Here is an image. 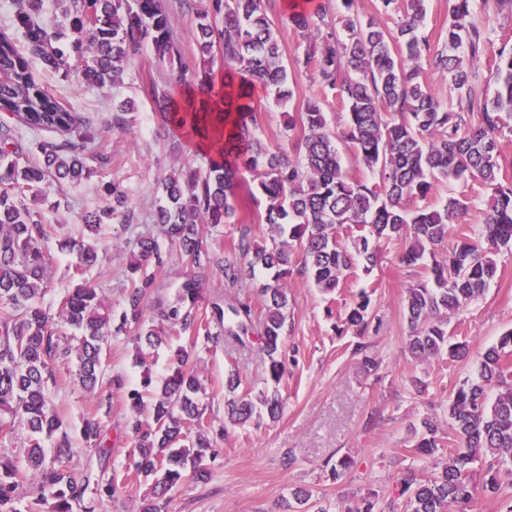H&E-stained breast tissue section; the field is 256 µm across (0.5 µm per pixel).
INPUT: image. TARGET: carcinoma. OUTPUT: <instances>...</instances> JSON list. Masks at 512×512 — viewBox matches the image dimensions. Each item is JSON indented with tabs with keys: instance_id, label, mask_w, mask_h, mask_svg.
I'll list each match as a JSON object with an SVG mask.
<instances>
[{
	"instance_id": "carcinoma-1",
	"label": "carcinoma",
	"mask_w": 512,
	"mask_h": 512,
	"mask_svg": "<svg viewBox=\"0 0 512 512\" xmlns=\"http://www.w3.org/2000/svg\"><path fill=\"white\" fill-rule=\"evenodd\" d=\"M13 25L21 38L0 32V112L13 115L24 129L54 131L61 143L39 141L26 147L16 130L0 126V436H26L28 446L16 457L0 455V512H97L125 479L113 475L93 482L84 470L69 464L77 453L69 426L57 409L54 368L75 365L78 383L98 395L95 412L79 427L80 442L98 453L104 447L105 418L113 393H122L130 407L127 428L135 442L128 469L155 479L140 512H163L169 492L192 474L209 478L207 459L213 440L205 419L204 391L197 368L198 347L224 336L243 345L257 343L269 360L272 381L284 374L283 336L290 313L285 278L292 266L288 241L302 248L299 273L326 294L340 288L356 262L375 265L382 247L401 241L398 261L422 266L426 276L408 288L406 319L411 355L453 360L467 345L448 332L451 318L479 299L496 278L497 255L512 247V162L502 156L498 138L512 129V39L490 37L471 19L476 3L512 9V0H448V31L441 49L431 50L419 35L426 0H380L384 11L397 15L394 34L372 19L363 20L356 0H341L336 22L323 5L303 0L288 21L307 33L295 67L313 73L322 88L334 93L347 110V128L338 136L315 98L288 119L282 141L273 147L262 140V124L254 92L260 87L285 105L295 95L267 0H208L194 11V40L202 77L187 80L188 64L167 0H68L63 22L49 26L38 12L42 0H14ZM147 43L154 74L148 92L160 119L172 128V148L189 143L206 147L204 165L174 171L161 182V204L153 215L154 230L123 243L132 261L131 285L125 288L119 315L105 304L97 288L83 282L64 290L57 311L41 299L48 288L51 254L45 243L57 225L31 209L27 194L44 185L80 181L94 170L86 163L92 135L79 116L55 94L35 81L33 70L52 69L76 76L98 88L123 81L131 53ZM224 73L213 77L216 51ZM487 56L498 85L488 96L479 72L467 67L464 55ZM83 62L71 68V56ZM448 80V98L423 80V64ZM348 145L359 169L344 165L337 140ZM252 175V182L245 174ZM463 180L492 190L483 224L472 236L455 225L468 213V201L450 196L444 204L425 203L442 181ZM116 206L82 217L81 235L57 243L75 255V274L100 268L112 245L99 244L102 224L126 202L114 184L105 186ZM246 191L263 202L258 217L270 239L243 234L230 254L217 258L204 244L202 225L234 224L238 196ZM357 233L341 238L339 230ZM455 241L445 258L435 249ZM176 251L196 269L224 275V302L210 309L197 305L201 278L189 274L159 316L170 330L145 319L144 300L155 287L149 264H163L162 248ZM261 272V306L239 297L234 287ZM371 296L360 292L347 309L345 324L363 335L369 331ZM69 328L60 336L54 319ZM135 326V362L143 365L166 340V333H185L189 347H178L161 388L146 376L132 388L105 363L108 339ZM242 380H225V410L230 422L245 425L262 408L275 419L283 410L278 391L256 397L240 390ZM498 389L495 399L488 389ZM152 399L150 415L144 398ZM453 437L437 434L423 421L414 450L435 456L444 448L440 470L407 483L409 512H467L480 494L497 492V475L512 471V329L482 354L477 376L463 380L446 408ZM487 459L475 472L471 463ZM35 484L36 494L24 509L19 489ZM295 504L309 512H327L312 500V491L296 488Z\"/></svg>"
}]
</instances>
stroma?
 Wrapping results in <instances>:
<instances>
[{"label": "stroma", "instance_id": "1", "mask_svg": "<svg viewBox=\"0 0 512 512\" xmlns=\"http://www.w3.org/2000/svg\"><path fill=\"white\" fill-rule=\"evenodd\" d=\"M288 4L289 0L268 2V14L287 63L305 46L301 32L288 20ZM149 66L148 49H140L131 56L123 83L106 89L52 71H35L36 81L49 85L96 132L87 152L93 176L79 183L52 185L29 202L30 207L47 213L58 224V237L77 233L85 213L111 205L103 190L107 183L118 185L127 202L104 226L103 238L122 242L151 228L160 199V179L182 165L201 163V152L195 146H187L178 154L169 149V132L141 88ZM296 78L298 91L288 108L269 107L264 91L256 93L266 143L279 142L289 114L300 111L309 97L320 100L331 129L345 124L346 110L335 97L322 91L308 73L297 72ZM126 101L133 104L134 121L125 128L119 121L118 106ZM451 195L470 200L471 207L461 223L470 231H478L490 190L479 184L447 183L439 186L431 201L438 204ZM257 211L255 202L241 196L240 223L204 228L208 246L221 257L238 242L243 229H250L256 237L267 235L266 226L257 221ZM397 252L394 245L382 249L376 266L369 271L356 264L344 288L332 294L322 293L300 273L289 276L291 324L283 338L285 374L280 385L269 380L268 359L258 346L243 347L221 340L204 353L198 369L205 387L206 415L213 428H225L224 378L231 371L253 391L280 388L285 409L274 420L264 415L246 425L226 428L208 462L209 480L198 483L185 479L172 491L168 512H282L284 499L298 486L309 488L332 512H343L353 495L367 491L395 501L398 512H407L405 479L423 478L431 469L430 463L411 451L415 429L426 420L447 429L443 409L449 396L464 378L476 374L485 349L512 328V250L500 252L495 282L453 317L448 327L457 340L468 344V353L455 360L427 362L411 356L405 318L406 290L422 272L401 266ZM129 262V252L117 248L109 251L102 268L80 278L73 274V258L56 254L49 269L50 289L43 299L44 307L55 308L57 290L75 287L84 279L98 288L107 303L119 305L128 284ZM363 288L373 291L371 313L376 330L360 339L342 325L341 319L345 300ZM361 340L381 359L378 371H366L356 354ZM170 355V348L163 345L146 365H136L134 343L127 334L112 340L107 360L113 373L136 383L146 371L162 378ZM73 371V365H59L56 403L75 430L95 399L76 384ZM417 378L427 382L426 392L417 391L413 384ZM126 423L124 399L113 396L105 431L109 456L102 459L97 453L82 452L73 457V465L90 469L97 478L114 472L125 474L134 451ZM345 455L352 458V467L332 474L330 460Z\"/></svg>", "mask_w": 512, "mask_h": 512}]
</instances>
